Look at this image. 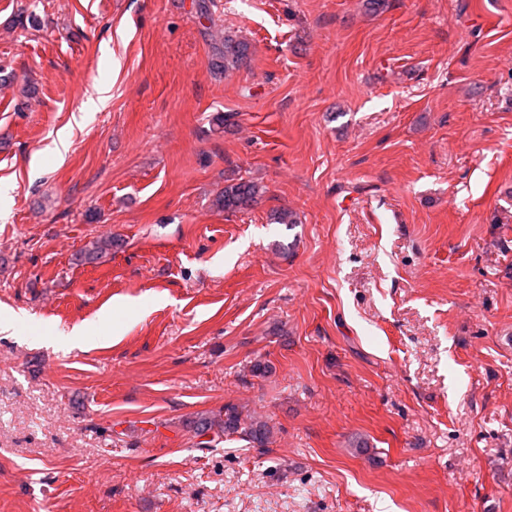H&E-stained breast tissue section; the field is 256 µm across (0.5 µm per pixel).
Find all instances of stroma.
<instances>
[{"instance_id": "obj_1", "label": "stroma", "mask_w": 512, "mask_h": 512, "mask_svg": "<svg viewBox=\"0 0 512 512\" xmlns=\"http://www.w3.org/2000/svg\"><path fill=\"white\" fill-rule=\"evenodd\" d=\"M1 138L0 512H512V0H0ZM220 62L215 63L216 67L222 69L224 74L238 71L241 67L248 63L250 58V45L249 43L232 34L224 33V40L221 46L215 47ZM264 193V187L254 181L240 180L227 184L215 204L224 212H237L252 206ZM198 437H209L208 441L199 444H209L226 436L238 435L253 447H264L271 436L268 423L258 417L242 416V412L233 404H225L224 411L217 414H200L190 422Z\"/></svg>"}]
</instances>
